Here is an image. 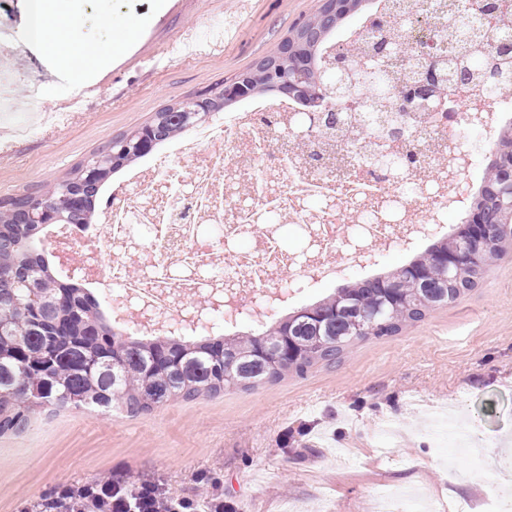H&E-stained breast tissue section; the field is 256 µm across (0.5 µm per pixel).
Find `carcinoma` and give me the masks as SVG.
<instances>
[{
  "mask_svg": "<svg viewBox=\"0 0 512 512\" xmlns=\"http://www.w3.org/2000/svg\"><path fill=\"white\" fill-rule=\"evenodd\" d=\"M461 9V29L452 43L453 51L442 62L448 76L453 79L461 73L467 85L475 83L491 91L512 88V50L493 51L490 44L491 33H506L500 27L504 14L498 12V2H465ZM416 13L412 5L379 26L381 34L368 49L384 45L390 64L365 80L356 72H339L323 60L331 36L323 15L316 12L305 21L309 28L325 32V39L315 49V77L330 87L331 96L302 104L316 111H337L338 118L325 127L326 134L346 129L348 108L344 104L364 93L370 104L382 102L379 113L365 118L368 134L380 137L382 123L401 122L394 116L402 111L395 91L410 80L409 74L415 73L421 58L419 49L413 48L410 55L414 59L401 65L403 81H393L392 61L404 54L409 44L391 38L390 32ZM248 75L249 96L272 91V74L251 68ZM202 96L206 110L212 112L243 101L240 97L225 103L211 90ZM145 127L150 129L155 149L187 130L171 106L157 112ZM137 136L136 131L117 136L98 151L100 155L114 154L111 173L147 156L122 149V142H134ZM415 164L414 149L410 148L379 158L374 168L399 182ZM83 168L77 165L70 176L41 193L55 203L63 202L68 192L84 196V208L67 214L73 224L92 223L104 186L86 181ZM33 199L25 194L0 201V436L25 430L38 409L90 408L137 415L169 401L217 395L230 388L250 390L289 372L303 374L318 363L336 361L357 341L393 336L406 323L453 302L475 286L488 260L505 245H512V223L493 224L478 261L445 274L438 271L417 280L414 271L430 266L448 249L446 237L406 265L351 282L322 302L290 312L253 333L191 337L166 333L134 338L106 315L102 298L49 261V252L42 245L45 229L19 222V211ZM27 279L34 280V289L17 287ZM57 505V512H106L96 503L76 498L60 500Z\"/></svg>",
  "mask_w": 512,
  "mask_h": 512,
  "instance_id": "cac0c4a2",
  "label": "carcinoma"
}]
</instances>
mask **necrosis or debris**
I'll use <instances>...</instances> for the list:
<instances>
[{
	"label": "necrosis or debris",
	"instance_id": "obj_1",
	"mask_svg": "<svg viewBox=\"0 0 512 512\" xmlns=\"http://www.w3.org/2000/svg\"><path fill=\"white\" fill-rule=\"evenodd\" d=\"M299 110L288 100H249L171 140L167 153L130 170L95 223L66 225L48 249L98 254L89 282L150 304L149 323L136 311L121 312L144 334L166 333L170 319L192 306L196 280L169 278L184 268L206 273L212 288L232 294L262 323L276 311L277 294L315 287L439 235L449 194L478 150L494 143L495 116L512 110V99L474 86L456 92L447 113L408 117V131L427 138L453 176L431 179L423 165L405 183L364 174L371 140L358 117L334 143L292 134ZM313 150L333 166H310ZM394 199L402 203L394 223L354 224V212L382 211ZM289 232L307 241L304 256L289 249ZM287 268L295 275L286 280Z\"/></svg>",
	"mask_w": 512,
	"mask_h": 512
}]
</instances>
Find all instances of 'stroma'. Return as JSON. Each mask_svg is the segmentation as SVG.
<instances>
[{
  "mask_svg": "<svg viewBox=\"0 0 512 512\" xmlns=\"http://www.w3.org/2000/svg\"><path fill=\"white\" fill-rule=\"evenodd\" d=\"M78 40L118 62L89 61L55 79L62 58L38 47L16 56L13 122L29 123L28 84L43 108L79 96L67 128L29 123L0 158V200L39 194L109 139L137 130L161 108L233 78L288 37L320 0H54ZM223 52L135 64L148 45L185 28L209 40L226 23ZM512 471V248L477 286L394 336L348 348L338 363L245 391L176 401L130 416L87 409L40 411L0 436V512H41L67 487L108 479L153 483L179 497L207 493L236 512H371L386 487L425 490L436 512H488L499 471Z\"/></svg>",
  "mask_w": 512,
  "mask_h": 512,
  "instance_id": "1",
  "label": "stroma"
}]
</instances>
